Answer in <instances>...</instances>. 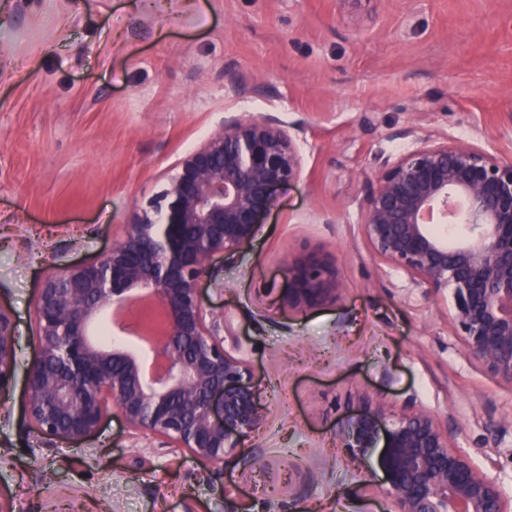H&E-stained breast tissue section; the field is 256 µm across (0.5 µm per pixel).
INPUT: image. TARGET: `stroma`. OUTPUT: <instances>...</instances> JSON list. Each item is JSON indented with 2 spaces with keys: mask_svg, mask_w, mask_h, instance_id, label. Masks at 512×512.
Instances as JSON below:
<instances>
[{
  "mask_svg": "<svg viewBox=\"0 0 512 512\" xmlns=\"http://www.w3.org/2000/svg\"><path fill=\"white\" fill-rule=\"evenodd\" d=\"M275 118L303 155L202 297L252 372L263 424L223 460L139 441L117 412L78 443L33 432L23 380L0 395V500L13 512H390L338 423L366 397L447 416L512 499V386L464 353L445 297L382 264L357 175L417 135L512 161V0H0V304L19 368L43 281L94 261L136 203L226 117ZM319 249L334 301L289 306L286 254ZM505 425L506 444L480 447ZM262 454L264 466L251 461Z\"/></svg>",
  "mask_w": 512,
  "mask_h": 512,
  "instance_id": "1",
  "label": "stroma"
}]
</instances>
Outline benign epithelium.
Segmentation results:
<instances>
[{"instance_id":"benign-epithelium-1","label":"benign epithelium","mask_w":512,"mask_h":512,"mask_svg":"<svg viewBox=\"0 0 512 512\" xmlns=\"http://www.w3.org/2000/svg\"><path fill=\"white\" fill-rule=\"evenodd\" d=\"M302 168L275 121L226 119L133 207L117 245L48 277L35 299L36 353L25 372L30 426L76 443L114 406L133 434L200 461L238 447L264 412L248 365L224 347L202 284L214 256L251 243L276 189ZM364 180L361 232L374 256L406 272L410 287L450 294L466 355L512 386V161L466 141L420 138ZM461 224L466 232L453 244L433 230ZM284 270L293 307L320 306L342 288L334 260L318 250L286 255ZM111 309L153 336L160 375L146 376L142 355L123 342L93 338ZM16 365L15 321L0 304V393L12 388ZM336 436L359 456L379 449L375 490L394 512H512L499 477L454 446L448 423L412 397L398 412L381 396L365 398Z\"/></svg>"}]
</instances>
